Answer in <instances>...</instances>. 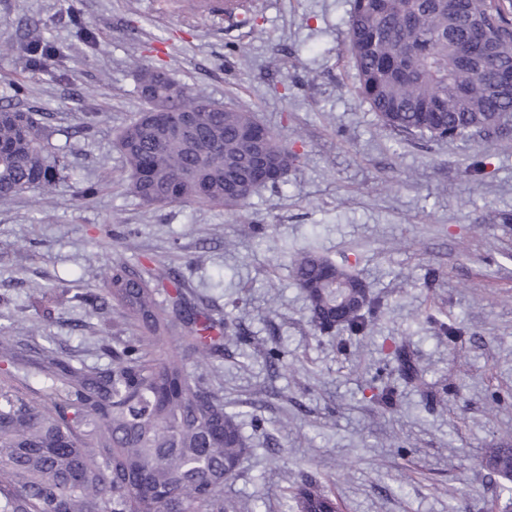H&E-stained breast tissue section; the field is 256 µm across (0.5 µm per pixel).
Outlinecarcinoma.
Here are the masks:
<instances>
[{"mask_svg": "<svg viewBox=\"0 0 512 512\" xmlns=\"http://www.w3.org/2000/svg\"><path fill=\"white\" fill-rule=\"evenodd\" d=\"M480 30L491 55L468 56ZM27 36L44 66L52 52L35 19ZM346 50L358 93L386 129L422 140L472 141L512 129V0H352ZM138 90L146 108L116 138L127 189L155 207L199 204L240 211L261 189L298 167L288 142L250 111L223 105L165 74ZM187 113L188 131L170 133ZM274 163V179L251 169ZM69 178L67 154L32 112L0 105V206L51 192ZM294 282L323 334L367 332L380 301L351 271L316 252L291 255ZM155 288L116 261L93 312L113 301L138 335L112 349V365L75 366L62 352L0 332V512H238L224 485L250 451L236 416L204 373L184 357L218 354L227 323L193 305L168 269ZM67 289L42 291L32 306ZM181 327L182 359L157 350ZM34 367L40 386L29 383ZM488 470L512 482V448H494ZM289 512H338L336 499L308 482L290 492Z\"/></svg>", "mask_w": 512, "mask_h": 512, "instance_id": "carcinoma-1", "label": "carcinoma"}]
</instances>
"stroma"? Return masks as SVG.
Returning a JSON list of instances; mask_svg holds the SVG:
<instances>
[{"label": "stroma", "instance_id": "stroma-1", "mask_svg": "<svg viewBox=\"0 0 512 512\" xmlns=\"http://www.w3.org/2000/svg\"><path fill=\"white\" fill-rule=\"evenodd\" d=\"M350 8L257 0L256 25L230 29L169 0H0V96L19 87L17 106L52 128L73 173L0 207V329L107 366L134 329L79 296L100 291L115 259H153L228 325L222 355L188 361L213 377L251 446L225 498L285 512L308 478L340 512H512L481 464L512 448V131L448 143L382 129L357 93ZM32 18L54 52L44 69L29 64ZM141 65L253 112L298 168L236 213L144 206L115 146L143 108ZM81 180L100 184L92 202ZM309 249L379 297L366 335L315 332L287 259ZM62 279L75 299L32 307ZM399 345L415 380L397 370ZM277 349L284 358L269 363Z\"/></svg>", "mask_w": 512, "mask_h": 512}]
</instances>
